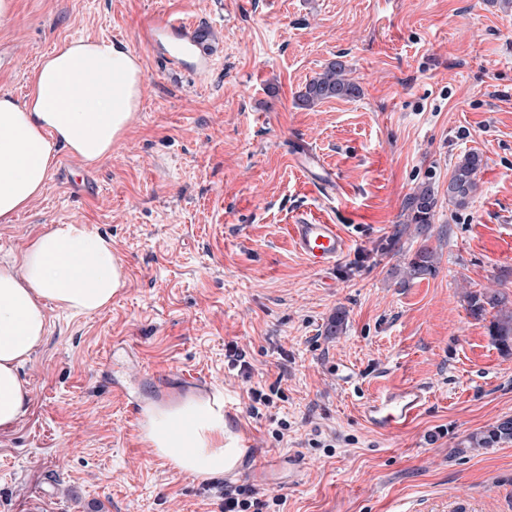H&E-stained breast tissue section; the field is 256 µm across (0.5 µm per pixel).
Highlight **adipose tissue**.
<instances>
[{
  "label": "adipose tissue",
  "instance_id": "1",
  "mask_svg": "<svg viewBox=\"0 0 512 512\" xmlns=\"http://www.w3.org/2000/svg\"><path fill=\"white\" fill-rule=\"evenodd\" d=\"M143 71L122 44L76 39L41 59L23 99L0 96V224L13 223L48 182L58 149L84 165L111 156L138 110ZM126 285L112 238L88 224H51L34 234L20 262L0 263V430L28 411L20 374L50 330L48 306L74 315L111 305ZM144 439L183 472L224 471V415L189 397L146 411Z\"/></svg>",
  "mask_w": 512,
  "mask_h": 512
}]
</instances>
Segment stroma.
<instances>
[{"mask_svg":"<svg viewBox=\"0 0 512 512\" xmlns=\"http://www.w3.org/2000/svg\"><path fill=\"white\" fill-rule=\"evenodd\" d=\"M161 13L209 30L205 75L170 68L143 41ZM80 38L135 53L140 107L99 164L58 151L43 194L0 224V261L47 225L89 224L111 235L127 281L97 313L48 308L50 332L21 370L29 411L0 430V512H224L223 475L157 457L127 389L143 407L225 390L255 447L293 461L259 489L269 512H512V444L460 448L512 416V355L462 298L489 288L512 301V11L497 0H15L0 21V94L24 98L41 57ZM336 59L360 96L297 106ZM300 142L342 196L293 165ZM469 150L486 164L457 209L448 176ZM428 180L438 204L421 236L400 220ZM306 216L348 238L334 267L296 250L287 228ZM396 233L400 252H383ZM423 244L435 275L399 287L396 265ZM273 384L274 405L252 414L251 390ZM409 384L428 394L411 427L361 420V403Z\"/></svg>","mask_w":512,"mask_h":512,"instance_id":"stroma-1","label":"stroma"}]
</instances>
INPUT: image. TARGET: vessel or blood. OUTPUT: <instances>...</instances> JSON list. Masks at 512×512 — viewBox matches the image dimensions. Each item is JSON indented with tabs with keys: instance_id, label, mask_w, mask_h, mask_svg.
Segmentation results:
<instances>
[{
	"instance_id": "1",
	"label": "vessel or blood",
	"mask_w": 512,
	"mask_h": 512,
	"mask_svg": "<svg viewBox=\"0 0 512 512\" xmlns=\"http://www.w3.org/2000/svg\"><path fill=\"white\" fill-rule=\"evenodd\" d=\"M149 45L157 47L168 42L176 44V51L165 58L172 67L196 73L210 70L213 59L201 48L192 25L184 18L166 14L152 20L147 31ZM294 165L315 178L329 193L338 187L332 173L327 172L316 155L304 148H296L291 154ZM291 235L298 252L308 264L322 269L335 264L348 250V240L337 225L317 219L304 218L291 225ZM427 390L418 385L389 389L366 403L362 414L364 421L379 432H395L408 428L417 418L426 400ZM225 422L231 423V445L224 450V476H238L244 465H251L252 475L259 480H269L278 469V461L266 458L262 449L253 447L249 432L238 426L239 412L231 398H223Z\"/></svg>"
}]
</instances>
